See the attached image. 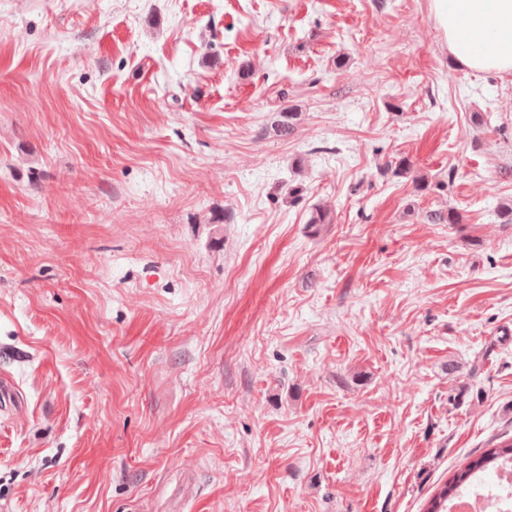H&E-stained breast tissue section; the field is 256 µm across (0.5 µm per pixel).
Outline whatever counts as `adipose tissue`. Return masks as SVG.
<instances>
[{
    "instance_id": "obj_1",
    "label": "adipose tissue",
    "mask_w": 512,
    "mask_h": 512,
    "mask_svg": "<svg viewBox=\"0 0 512 512\" xmlns=\"http://www.w3.org/2000/svg\"><path fill=\"white\" fill-rule=\"evenodd\" d=\"M449 50L467 68L512 74V0H431Z\"/></svg>"
}]
</instances>
